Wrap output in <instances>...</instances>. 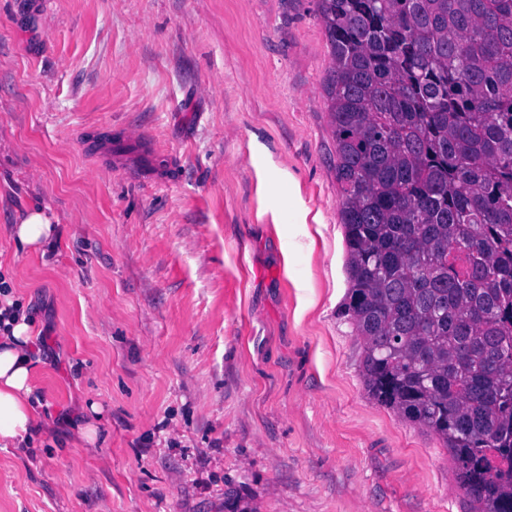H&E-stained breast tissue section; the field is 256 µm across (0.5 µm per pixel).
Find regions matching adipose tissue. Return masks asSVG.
Segmentation results:
<instances>
[{
  "mask_svg": "<svg viewBox=\"0 0 512 512\" xmlns=\"http://www.w3.org/2000/svg\"><path fill=\"white\" fill-rule=\"evenodd\" d=\"M37 353L26 317L0 337V446L18 448L26 442L34 413L31 380Z\"/></svg>",
  "mask_w": 512,
  "mask_h": 512,
  "instance_id": "obj_1",
  "label": "adipose tissue"
}]
</instances>
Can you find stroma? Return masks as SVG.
Wrapping results in <instances>:
<instances>
[{"label":"stroma","instance_id":"stroma-1","mask_svg":"<svg viewBox=\"0 0 512 512\" xmlns=\"http://www.w3.org/2000/svg\"><path fill=\"white\" fill-rule=\"evenodd\" d=\"M330 65L315 0H0V277L46 345L0 512H473L338 314ZM53 217L44 208H32L16 224L14 234L26 247L37 250L54 234Z\"/></svg>","mask_w":512,"mask_h":512}]
</instances>
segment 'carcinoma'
Masks as SVG:
<instances>
[{
    "label": "carcinoma",
    "mask_w": 512,
    "mask_h": 512,
    "mask_svg": "<svg viewBox=\"0 0 512 512\" xmlns=\"http://www.w3.org/2000/svg\"><path fill=\"white\" fill-rule=\"evenodd\" d=\"M371 399L512 512V0H317Z\"/></svg>",
    "instance_id": "carcinoma-1"
}]
</instances>
